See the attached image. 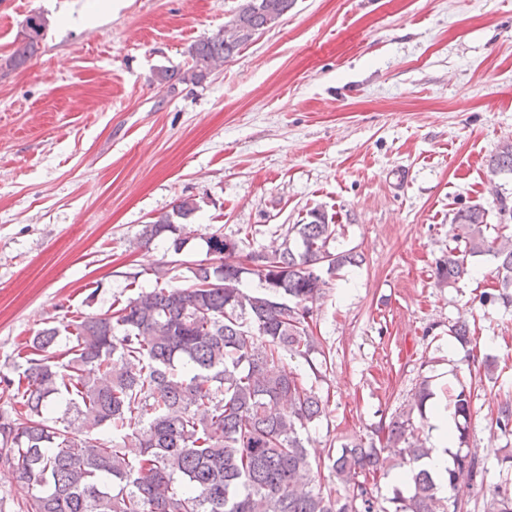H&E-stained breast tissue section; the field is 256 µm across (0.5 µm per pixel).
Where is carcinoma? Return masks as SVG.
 <instances>
[{
    "mask_svg": "<svg viewBox=\"0 0 512 512\" xmlns=\"http://www.w3.org/2000/svg\"><path fill=\"white\" fill-rule=\"evenodd\" d=\"M294 2L242 0L228 25L193 48L181 76L159 69L152 83L204 78ZM26 22L31 31L11 53V67L37 54L48 26L42 13ZM492 171L512 173L511 143L494 156ZM197 209L195 199L179 200L144 226L143 243L178 232L174 219ZM310 217L287 227L280 243L250 251L260 258L252 268L224 255L228 236L217 230L205 238L216 260L190 268L189 285L141 291L110 314L44 327L26 343L22 377L0 376L8 388L24 386L0 412V465L30 489L17 512H468L457 489L484 467L466 449L472 398L465 386L453 399L458 450L441 478L420 466L430 448L413 413L425 415V386L379 428L386 446L344 444L311 461L303 433L326 416L328 401L283 360L317 371L315 355L325 352L309 331L313 304L329 276L364 258L332 247L336 225L325 212ZM452 224L455 246L437 265L438 282L457 284L470 273L469 258L489 254L497 262L491 298L511 302L512 236H487L488 212L478 205L456 212ZM253 276L264 292L250 291ZM62 331L71 346L61 353ZM495 426L512 435L511 402L498 407ZM387 447L406 460V479L383 498L377 475ZM323 467L328 479L300 483ZM484 512H512V488L496 487Z\"/></svg>",
    "mask_w": 512,
    "mask_h": 512,
    "instance_id": "cac0c4a2",
    "label": "carcinoma"
}]
</instances>
